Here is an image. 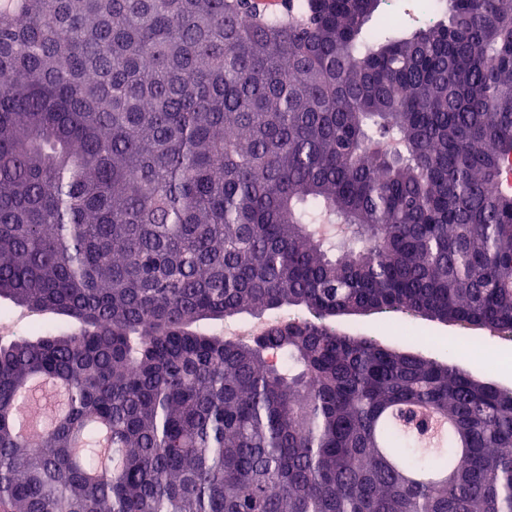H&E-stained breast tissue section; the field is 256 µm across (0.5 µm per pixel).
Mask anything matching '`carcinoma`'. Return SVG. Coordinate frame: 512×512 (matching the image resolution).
I'll use <instances>...</instances> for the list:
<instances>
[{"label": "carcinoma", "mask_w": 512, "mask_h": 512, "mask_svg": "<svg viewBox=\"0 0 512 512\" xmlns=\"http://www.w3.org/2000/svg\"><path fill=\"white\" fill-rule=\"evenodd\" d=\"M382 2L0 10L7 512H512V388L330 323L512 333V0ZM23 313L22 310L14 306L9 301H0V336H23L24 334H29L30 329L28 328V324H26L24 321H27V319H24L22 322L15 323L10 329L13 330L9 333H3L1 332V323L3 321H8L12 319H19L18 317H21V314Z\"/></svg>", "instance_id": "obj_1"}]
</instances>
